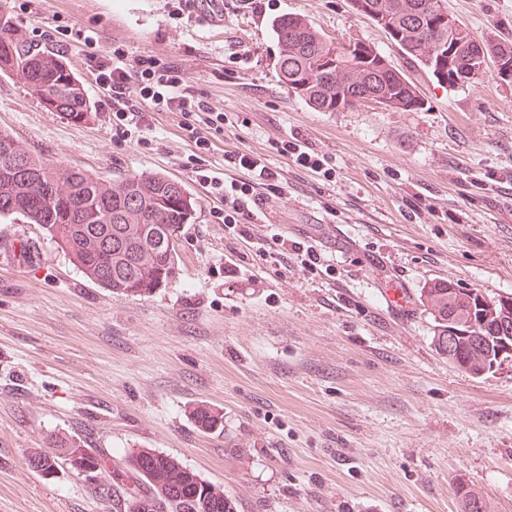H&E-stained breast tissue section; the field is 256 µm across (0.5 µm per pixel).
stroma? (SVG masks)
<instances>
[{
	"instance_id": "35a3bbf8",
	"label": "stroma",
	"mask_w": 512,
	"mask_h": 512,
	"mask_svg": "<svg viewBox=\"0 0 512 512\" xmlns=\"http://www.w3.org/2000/svg\"><path fill=\"white\" fill-rule=\"evenodd\" d=\"M176 0H7L14 27L62 52L93 106L89 123L46 111L0 75V130L35 155L113 182L154 172L197 203L178 277L113 298L36 224L0 217V512H114L68 466L25 454L57 436L122 458L152 448L222 488L237 512H460L465 484L512 512V365L474 377L433 343L426 282L512 296V82L448 87L407 58L351 0H221L219 22ZM477 37L512 43V0H445ZM299 14L327 37L373 44L412 81L421 110L322 112L279 77L271 22ZM82 29L86 45L66 37ZM122 47L177 64L182 90L225 115L202 164L225 181L228 151L262 155L281 196L224 222V201L188 165L179 114L142 105L112 125L90 57ZM301 136L326 171L296 168L272 141ZM38 253L25 256L23 242ZM312 248L330 272L308 270ZM410 295L405 310L384 292ZM224 415L193 422L194 406Z\"/></svg>"
}]
</instances>
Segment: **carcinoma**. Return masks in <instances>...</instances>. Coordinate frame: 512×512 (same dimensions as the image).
I'll return each mask as SVG.
<instances>
[{
  "label": "carcinoma",
  "instance_id": "carcinoma-1",
  "mask_svg": "<svg viewBox=\"0 0 512 512\" xmlns=\"http://www.w3.org/2000/svg\"><path fill=\"white\" fill-rule=\"evenodd\" d=\"M430 0H371L381 16L379 27L391 25L401 33L400 48L410 58L428 67L438 63L440 45L448 44V23L443 9L422 8ZM272 31L279 45L276 62L279 76L298 97L322 112L336 111V104L364 90V65L344 58L326 72L320 71L332 50L326 37L304 17L284 15L273 20ZM0 73L21 78L31 94L42 99L49 91L55 105L75 123L90 120L92 106L79 79L58 54L23 38L13 29L0 2ZM473 78L484 74L483 61L470 56L447 71L448 84L462 74ZM382 87L390 100V111L421 109L417 87L400 72L383 77ZM44 181L50 194L40 191ZM196 204L185 189L158 173H142L107 185L80 169H62L30 152L11 134L0 131V216H17L38 224L73 265L90 281L108 289L112 296L147 297L179 275L177 253L158 249L149 237L161 233L180 237L181 228L194 220ZM453 281L433 279L420 289V303L433 319L432 342L439 352L447 350L448 330L463 337L458 361L469 369L485 367L502 346L500 319L512 297L491 298L490 305L479 294ZM192 417L204 430L222 424L215 408L198 405ZM27 464L38 462L50 473L62 460L82 473L97 471L98 489L113 499L120 512H236L233 499L224 490L201 480L178 460L152 449L137 448L116 461L105 452H92L66 437L53 440V450L31 448ZM462 512H488L476 494L460 495Z\"/></svg>",
  "mask_w": 512,
  "mask_h": 512
}]
</instances>
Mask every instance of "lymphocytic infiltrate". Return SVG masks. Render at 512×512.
I'll list each match as a JSON object with an SVG mask.
<instances>
[{
    "label": "lymphocytic infiltrate",
    "instance_id": "f902f5d3",
    "mask_svg": "<svg viewBox=\"0 0 512 512\" xmlns=\"http://www.w3.org/2000/svg\"><path fill=\"white\" fill-rule=\"evenodd\" d=\"M97 81L112 93V123L116 127H138L139 110L131 107L132 99H140L159 112H176L182 119V128L193 140L198 153L210 152L213 139L224 130V115L206 101L185 95L180 68L151 55L128 60L121 48H113L94 63ZM225 166L241 168L251 175L247 181L224 182L211 175L209 169L196 167L195 177L207 185L213 194L224 199V221L241 224L252 219L260 204L259 190L281 194L278 175L266 164L261 155L253 153H228Z\"/></svg>",
    "mask_w": 512,
    "mask_h": 512
}]
</instances>
